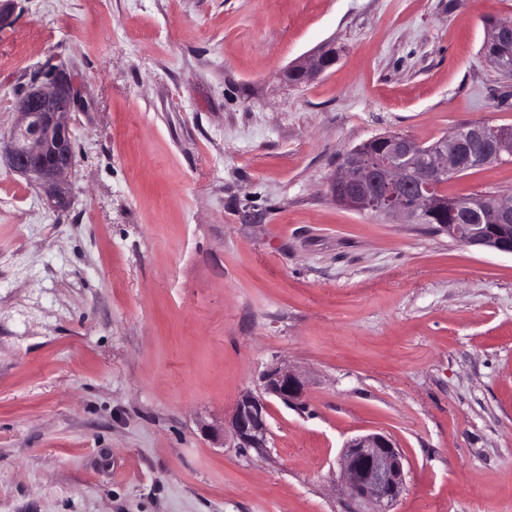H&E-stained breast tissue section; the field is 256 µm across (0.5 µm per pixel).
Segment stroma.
<instances>
[{
    "instance_id": "obj_1",
    "label": "stroma",
    "mask_w": 512,
    "mask_h": 512,
    "mask_svg": "<svg viewBox=\"0 0 512 512\" xmlns=\"http://www.w3.org/2000/svg\"><path fill=\"white\" fill-rule=\"evenodd\" d=\"M492 19L512 0H16L0 136L58 70L76 164L58 209L0 158V512H358L338 460L373 432L393 512H512V257L329 188L377 135L512 127ZM444 190L510 193L512 163ZM279 362L307 399L266 455L213 444ZM333 51L311 54L302 63L284 70L283 77L291 82L310 81L317 78L335 62L336 54Z\"/></svg>"
}]
</instances>
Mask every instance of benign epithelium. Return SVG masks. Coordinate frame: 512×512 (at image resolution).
Instances as JSON below:
<instances>
[{
	"instance_id": "7a95c632",
	"label": "benign epithelium",
	"mask_w": 512,
	"mask_h": 512,
	"mask_svg": "<svg viewBox=\"0 0 512 512\" xmlns=\"http://www.w3.org/2000/svg\"><path fill=\"white\" fill-rule=\"evenodd\" d=\"M488 43L512 45V22L489 23ZM336 54L314 53L283 72L291 82L310 81L331 66ZM74 98L65 81L34 84L16 104L17 120L8 137L0 140L12 171L44 189L57 206L69 202L67 179L75 164L67 122ZM487 125L458 128L426 147L400 133L377 136L386 159L354 150L331 180L339 204L359 212H373L399 224H433L439 232L467 247H481L512 255V194H473L446 209L436 197L441 183L458 175L470 160L501 162L512 159V145L489 135ZM261 391L246 392L237 401L230 441L243 451L268 448L269 401L273 396L287 406L302 404L303 376L288 365H275L261 376ZM349 496L369 505L367 512H391L405 488L404 456L385 433L348 440L340 458Z\"/></svg>"
}]
</instances>
